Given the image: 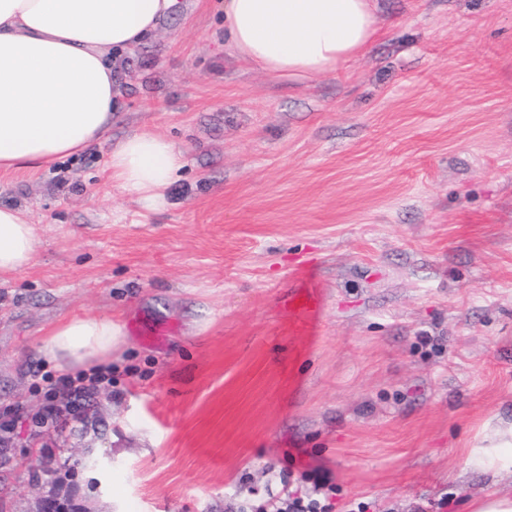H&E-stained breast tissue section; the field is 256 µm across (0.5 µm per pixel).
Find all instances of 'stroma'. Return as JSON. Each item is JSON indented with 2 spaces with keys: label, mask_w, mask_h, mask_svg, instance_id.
<instances>
[{
  "label": "stroma",
  "mask_w": 512,
  "mask_h": 512,
  "mask_svg": "<svg viewBox=\"0 0 512 512\" xmlns=\"http://www.w3.org/2000/svg\"><path fill=\"white\" fill-rule=\"evenodd\" d=\"M375 3L362 54L292 77L237 56L224 0H178L118 65L108 143L0 171L38 238L0 277V512L512 496L464 461L512 433V0ZM141 131L184 152L154 208L108 180ZM83 315L124 329L112 389L38 424L42 342ZM334 488L328 481L321 480L314 483L313 493L321 494L324 491V502L312 498L308 493L303 497H293L287 487L279 490L268 489V500L277 504V512H333L335 505L331 502Z\"/></svg>",
  "instance_id": "stroma-1"
}]
</instances>
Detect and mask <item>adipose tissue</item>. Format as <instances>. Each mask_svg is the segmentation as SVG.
I'll return each instance as SVG.
<instances>
[{"label":"adipose tissue","instance_id":"1","mask_svg":"<svg viewBox=\"0 0 512 512\" xmlns=\"http://www.w3.org/2000/svg\"><path fill=\"white\" fill-rule=\"evenodd\" d=\"M177 0H0V169H37L104 143L112 125L116 57L156 31ZM230 45L254 66L318 76L362 52L375 33L372 0H224ZM184 165L172 141L140 132L111 147L108 178L155 205ZM34 225L0 207V274L28 268ZM122 326L75 316L42 350L63 371L112 361Z\"/></svg>","mask_w":512,"mask_h":512}]
</instances>
